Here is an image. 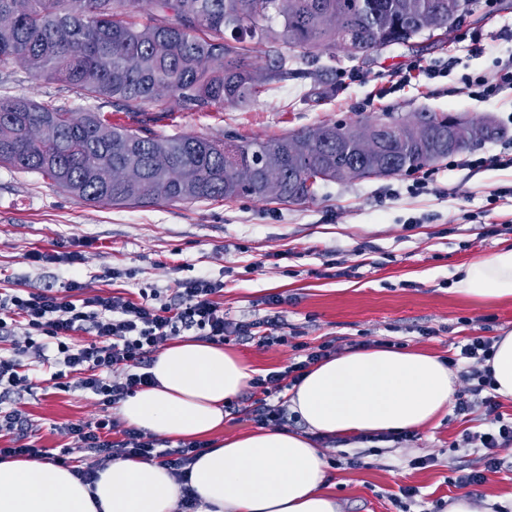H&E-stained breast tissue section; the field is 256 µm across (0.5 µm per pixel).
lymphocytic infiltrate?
I'll return each mask as SVG.
<instances>
[{
	"instance_id": "1",
	"label": "lymphocytic infiltrate",
	"mask_w": 512,
	"mask_h": 512,
	"mask_svg": "<svg viewBox=\"0 0 512 512\" xmlns=\"http://www.w3.org/2000/svg\"><path fill=\"white\" fill-rule=\"evenodd\" d=\"M223 291V280L200 275L182 280L177 295L169 303L161 302V293L155 288L140 289L135 300L119 292L87 297L82 282L76 279L69 280L61 291L49 285L0 292V309L21 317L28 345L43 354L45 364L52 370L55 388L91 393L106 411L105 416L95 421L68 424L66 433L72 443L58 452L38 447L30 438L31 424L11 400L16 388L32 386L33 380L20 355L1 356L0 432L10 435L11 445L0 449V456L70 465L87 484L93 483L94 471L73 465L76 454L85 451L95 454L102 463L137 457L181 472L201 452L202 443L162 447L146 433L120 426L107 411L138 389L154 385L150 367L157 348L184 333L216 345L224 344L230 336L260 345L287 341L281 315L258 321L232 322L225 318L219 302ZM80 334L86 335V342L74 343V336ZM493 344V338L487 336L464 337L448 360L452 366L465 361L475 364L474 369L464 373L468 387L457 394L455 411L466 413L479 406L494 418L491 428L477 436L483 467L460 473L456 484L461 488L481 484L488 474L500 472L504 461L497 450L512 444V420L499 414L500 404L492 393V372L487 362L494 353ZM332 349L331 343H322L308 349L303 360L291 364L287 373L271 372L257 378L254 391L245 397V412L250 420L260 426H286L284 406L269 401L273 388L279 387L288 373L301 379L307 368L330 357ZM116 369L123 370L122 380L113 379Z\"/></svg>"
}]
</instances>
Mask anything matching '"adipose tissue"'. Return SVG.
I'll list each match as a JSON object with an SVG mask.
<instances>
[{
	"label": "adipose tissue",
	"instance_id": "1",
	"mask_svg": "<svg viewBox=\"0 0 512 512\" xmlns=\"http://www.w3.org/2000/svg\"><path fill=\"white\" fill-rule=\"evenodd\" d=\"M455 294L512 298V248L459 269ZM153 386L119 404L127 426L181 442L207 441L185 475L138 458L98 467L93 484L47 461L0 458V512H178L184 489L198 512H341L315 437L412 432L447 412L456 377L438 356L377 347L312 365L288 391L305 431L261 426L222 437L224 407L250 388L238 355L180 337L154 358Z\"/></svg>",
	"mask_w": 512,
	"mask_h": 512
}]
</instances>
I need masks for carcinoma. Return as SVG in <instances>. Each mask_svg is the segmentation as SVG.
Returning a JSON list of instances; mask_svg holds the SVG:
<instances>
[{
    "label": "carcinoma",
    "instance_id": "carcinoma-1",
    "mask_svg": "<svg viewBox=\"0 0 512 512\" xmlns=\"http://www.w3.org/2000/svg\"><path fill=\"white\" fill-rule=\"evenodd\" d=\"M475 0H0V71L16 63L37 80L66 84L80 101L74 109L38 105L24 97H0V164L38 173L91 205L130 206L159 202H264L265 176L283 182L280 203L314 198L328 182L347 180L339 168L355 162L361 177L380 166L362 158L355 122L324 123L322 140L299 131L267 140L162 137L144 127L112 121L98 101L117 111L143 114L154 107L182 110L243 106L264 87L291 74L288 57L273 51L255 63L245 38L298 49L295 58L314 64L329 50L359 46L373 55L418 37L416 19L427 12L466 16ZM283 18L272 30L271 15ZM231 31V37L225 32ZM435 122L432 141L414 136L397 118L384 121L392 133L384 143L392 175L433 167L454 153L436 147L448 113L419 112ZM234 148L250 165V184L225 166ZM134 166L135 183L113 179Z\"/></svg>",
    "mask_w": 512,
    "mask_h": 512
}]
</instances>
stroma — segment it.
Masks as SVG:
<instances>
[{
    "mask_svg": "<svg viewBox=\"0 0 512 512\" xmlns=\"http://www.w3.org/2000/svg\"><path fill=\"white\" fill-rule=\"evenodd\" d=\"M512 57V0H486L466 17L451 40L427 36L364 62L337 52L339 78L323 99L300 74L273 83L257 101L216 112L178 110L151 123L155 135L214 139H268L326 122L399 117L425 109L492 118L505 137L439 163L424 193L409 194L414 176L354 179L323 186L300 204L248 197L231 203H159L91 206L36 173L0 165V290L62 287L70 278L85 295L152 287L174 297L180 280L223 277L221 301L231 321L270 314L277 296L293 343L314 348L331 341L336 355L365 347L402 344L447 357L467 336L512 332V300L478 305L450 291L458 266L512 247V166L472 168L466 159H512V90L482 100L470 95L463 74L493 75L497 60ZM438 77H431V70ZM0 96H24L70 108L77 100L64 84L33 80L25 67L0 73ZM502 190L489 203L492 190ZM80 251L81 264L36 263L32 252ZM124 278L109 280L110 269ZM293 343L227 341L259 376L286 370ZM33 388L18 406L37 421V446L60 448L63 428L100 413L80 390L55 389L41 358L29 355ZM476 410L448 412L409 439H322L330 489L346 512H400L402 487L416 488L410 512H446L459 489V469H478L466 438L489 427ZM362 456L356 468L350 461ZM469 495L486 512H512V471L489 475Z\"/></svg>",
    "mask_w": 512,
    "mask_h": 512,
    "instance_id": "stroma-1",
    "label": "stroma"
}]
</instances>
